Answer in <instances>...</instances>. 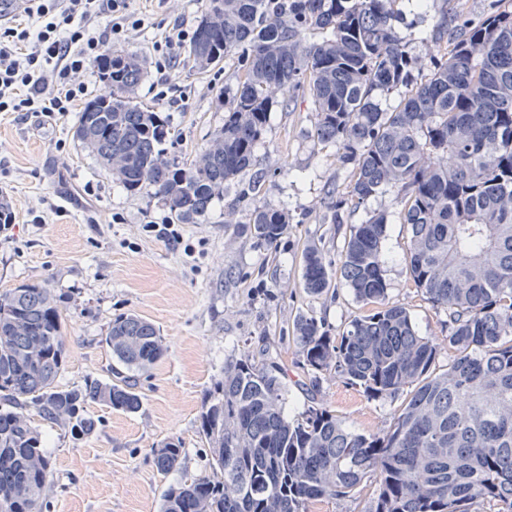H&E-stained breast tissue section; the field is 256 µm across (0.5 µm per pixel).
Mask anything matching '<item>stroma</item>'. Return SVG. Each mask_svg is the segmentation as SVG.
I'll return each mask as SVG.
<instances>
[{
    "label": "stroma",
    "instance_id": "obj_1",
    "mask_svg": "<svg viewBox=\"0 0 512 512\" xmlns=\"http://www.w3.org/2000/svg\"><path fill=\"white\" fill-rule=\"evenodd\" d=\"M201 0H135L145 24L111 37L110 46L140 55L146 74L136 102L157 108L169 121L170 155L187 158L224 124V90L236 82L238 63L227 58L199 72L184 49L173 57L154 43L174 24L196 29ZM453 0H393L396 30L417 64L413 83L423 82L445 42L436 26L451 15ZM277 107L253 165L226 185L224 197L204 223L179 225V241L155 237L149 227L170 220L152 192L124 190L75 138L76 113L52 118L35 112H0V197L15 214L0 236V292L22 284L49 285L67 312L68 361L59 386L107 378L110 354L101 339L112 318L135 314L159 329L167 354L138 375L142 406L127 414L98 404L95 433L74 439L69 428L38 421L52 457L49 512H159L163 491L208 473L207 444L199 432L205 396L224 376V364L268 348L287 376L288 407L303 404L309 382L294 340L303 314L324 318L341 334L368 307L352 296L341 277L333 293L308 294L302 287V256L317 245L338 260L351 225L372 214L387 216L384 241L387 297L410 312L419 335L444 345L446 317L410 277L408 228L403 202L389 188L366 208L332 211L331 193L353 181L338 145L318 144L317 114L303 91H275ZM262 183L253 192V180ZM284 211L288 230L275 247L255 244L248 224L256 208ZM319 399L351 430L389 429L404 398L367 400L343 377L319 379ZM181 441L178 468L159 471L151 453L163 441Z\"/></svg>",
    "mask_w": 512,
    "mask_h": 512
}]
</instances>
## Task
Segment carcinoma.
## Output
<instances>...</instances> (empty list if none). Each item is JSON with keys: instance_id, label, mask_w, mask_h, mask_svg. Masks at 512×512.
<instances>
[{"instance_id": "obj_1", "label": "carcinoma", "mask_w": 512, "mask_h": 512, "mask_svg": "<svg viewBox=\"0 0 512 512\" xmlns=\"http://www.w3.org/2000/svg\"><path fill=\"white\" fill-rule=\"evenodd\" d=\"M390 0H203L187 47L200 69L237 57L236 88L224 89V125L192 159L168 157V119L133 103L144 69L123 49L98 66L103 91L78 113L74 136L130 193L159 197L178 224H200L224 185L253 163L269 125L270 89L305 90L317 112V143H336L355 180L332 202L356 211L387 187L404 201L408 268L417 288L447 317L448 365L418 335L407 309L386 302L387 217L354 225L339 271L359 302L375 305L341 335L314 315L295 324L303 366L337 373L372 401H408L382 435L346 429L307 397L286 413L284 373L250 354L224 364L200 415L211 473L168 488L160 512H310L379 483L364 512H512V11L479 24L454 11L437 39L447 59L393 111L378 98L410 82L408 56ZM309 31L320 39L308 41ZM287 215L255 211L248 230L273 246ZM332 262L303 253V287L329 291ZM66 325L46 285L0 293V512H47L51 462L29 408L74 436L92 434L97 403L135 413L136 374L168 347L150 322L123 314L102 342L109 378L62 388ZM185 449L171 438L152 449L157 469L177 467Z\"/></svg>"}]
</instances>
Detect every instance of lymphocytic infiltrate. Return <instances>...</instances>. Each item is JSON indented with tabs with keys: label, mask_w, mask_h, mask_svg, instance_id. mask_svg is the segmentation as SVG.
Segmentation results:
<instances>
[{
	"label": "lymphocytic infiltrate",
	"mask_w": 512,
	"mask_h": 512,
	"mask_svg": "<svg viewBox=\"0 0 512 512\" xmlns=\"http://www.w3.org/2000/svg\"><path fill=\"white\" fill-rule=\"evenodd\" d=\"M131 0H28L27 20L0 32V112L73 111L88 93L106 37L141 26Z\"/></svg>",
	"instance_id": "lymphocytic-infiltrate-1"
}]
</instances>
